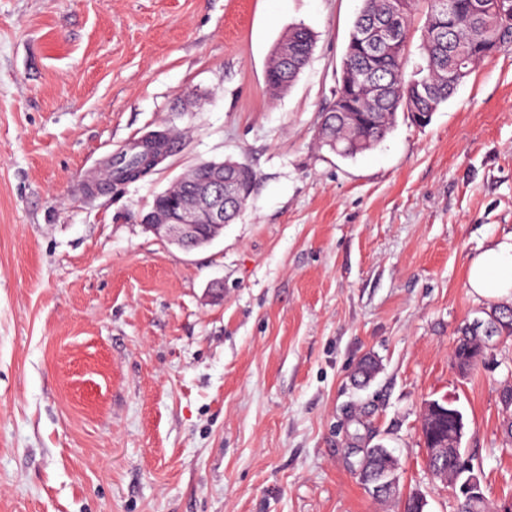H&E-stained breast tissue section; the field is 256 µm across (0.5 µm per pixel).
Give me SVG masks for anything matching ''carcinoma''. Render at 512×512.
Instances as JSON below:
<instances>
[{"instance_id": "cac0c4a2", "label": "carcinoma", "mask_w": 512, "mask_h": 512, "mask_svg": "<svg viewBox=\"0 0 512 512\" xmlns=\"http://www.w3.org/2000/svg\"><path fill=\"white\" fill-rule=\"evenodd\" d=\"M444 6V0H362L350 39L357 38L372 23L386 22L398 31L401 49L390 61L371 67L357 56L344 54L343 65L356 79L351 105L364 114V120L351 117L345 88L337 87L333 105L320 115L321 145L343 158H353L375 148L393 128L397 112H436L454 93L451 85L457 81L456 70L462 67L469 74L487 59V55L473 50V45L478 41H496L504 18L487 7L478 17L450 29L442 17ZM417 24L422 32V63L409 76L408 41ZM286 38L288 57L272 54L266 70V84L273 92L286 88L296 79L313 50L314 36L301 24L289 28ZM485 315L486 322L491 315L499 318L496 336L512 337V304L497 305ZM488 350L490 346L482 331L470 323L464 324L454 358L465 360L466 366L472 368ZM501 404L503 429L512 443V386L503 390ZM435 405L437 410L423 413L421 419L422 435H428L430 429L435 431L432 450L427 452V467L434 479L452 486L465 471H474L461 453V436L454 431L455 423L465 424L464 415L445 401L437 400ZM396 469L397 460L392 453L382 445H374L362 451L358 477L374 498L399 503L398 512H419L420 507L412 497L401 498ZM458 512H500V508L490 510L482 495L473 500H460Z\"/></svg>"}]
</instances>
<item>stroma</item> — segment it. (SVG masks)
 <instances>
[{
    "instance_id": "1",
    "label": "stroma",
    "mask_w": 512,
    "mask_h": 512,
    "mask_svg": "<svg viewBox=\"0 0 512 512\" xmlns=\"http://www.w3.org/2000/svg\"><path fill=\"white\" fill-rule=\"evenodd\" d=\"M361 6L0 0V512H396L356 475L377 443L402 493L457 512L426 469L435 399L490 503L512 499V339L465 374L452 358L493 305L472 261L512 240V50L344 159L317 130ZM296 24L312 54L270 95ZM155 131L172 152L106 184ZM228 158L257 181L217 241L186 253L140 224Z\"/></svg>"
}]
</instances>
